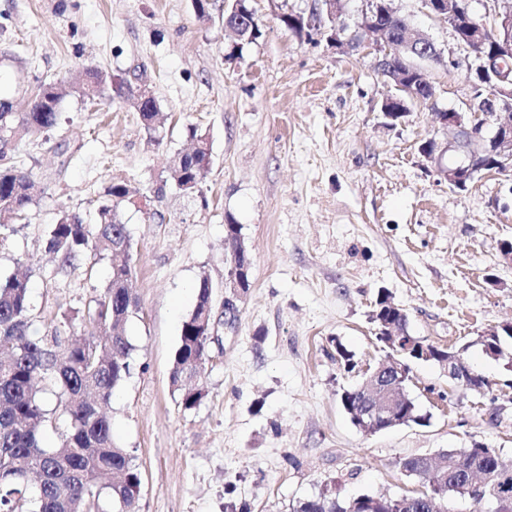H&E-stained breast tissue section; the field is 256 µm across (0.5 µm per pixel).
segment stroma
Segmentation results:
<instances>
[{
  "label": "stroma",
  "mask_w": 512,
  "mask_h": 512,
  "mask_svg": "<svg viewBox=\"0 0 512 512\" xmlns=\"http://www.w3.org/2000/svg\"><path fill=\"white\" fill-rule=\"evenodd\" d=\"M410 28L443 53L426 64L432 99L387 119L394 88L371 56L336 49L320 31H289L282 15L313 0H252L262 35L232 54L221 23H201L191 0H0V97L24 111L38 83L66 87L57 151L36 139L13 156L40 186L28 217L0 229V278L27 275L43 335L84 309L111 276L108 260L64 264L47 249L65 214L95 223L105 189H136L121 209L130 234L137 308L126 324L130 376L112 397L117 446L141 471L140 512H293L330 490L340 499L412 490L400 464L479 443L512 461V372L475 340L512 322V174L449 188L421 152L453 133L437 113L469 111L476 62L421 0H395ZM96 68L146 81L165 123L146 131L121 99L92 104L68 85ZM206 130L212 164L205 204H190L168 164ZM236 224L250 250V286L220 323L185 411L170 384L181 327L200 279L224 302V239ZM408 331L441 347L468 345L483 393L449 385L433 361L411 363L407 388L425 426L363 435L340 395L384 359L371 319L379 295ZM353 356L346 369L336 348Z\"/></svg>",
  "instance_id": "1"
}]
</instances>
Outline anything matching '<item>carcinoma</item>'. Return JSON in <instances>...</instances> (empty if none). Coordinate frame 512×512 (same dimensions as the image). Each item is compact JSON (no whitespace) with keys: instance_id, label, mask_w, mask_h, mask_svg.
<instances>
[{"instance_id":"carcinoma-1","label":"carcinoma","mask_w":512,"mask_h":512,"mask_svg":"<svg viewBox=\"0 0 512 512\" xmlns=\"http://www.w3.org/2000/svg\"><path fill=\"white\" fill-rule=\"evenodd\" d=\"M192 0L196 18L210 23L214 13H230L233 0ZM112 75L87 68L72 83L74 92L92 101L118 97L139 112L142 125L157 131L155 101H139L113 88ZM61 96L51 84H42L26 112H0V142L13 144L23 137L49 142L48 132L60 120ZM194 147L176 153L169 175L187 197H201L210 166L204 148L205 133L191 129ZM37 194L31 174L18 168L11 153L0 154V228L28 214ZM132 194L125 183L107 189L112 204L98 210L97 221L86 224L77 215L64 214L51 226L47 248L69 264L83 255L107 258L112 276L84 311L61 316L51 333L38 335L27 279L17 275L0 280V512H138L141 474L131 455L114 445L108 415L112 395L130 374L135 346L123 327L137 305L131 254L122 249L130 241L122 223L120 205ZM212 303V285L202 279L194 307L184 320L173 360L171 383L184 410L199 406L207 396L192 383L208 359L204 310ZM56 387V407L67 421L60 443L43 442L52 425L44 389L37 380ZM496 449L475 446L467 458L472 468H492L499 481L475 490V507L499 493L512 495V462L497 461ZM456 470L435 475L431 493L448 494L456 485ZM293 512H387L372 497L341 500L318 495L300 502Z\"/></svg>"}]
</instances>
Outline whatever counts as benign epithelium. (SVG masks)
Segmentation results:
<instances>
[{"mask_svg": "<svg viewBox=\"0 0 512 512\" xmlns=\"http://www.w3.org/2000/svg\"><path fill=\"white\" fill-rule=\"evenodd\" d=\"M341 0H314L307 17V25L321 27L323 16L336 17ZM428 12L448 20L459 43L472 53L477 61V82L474 99L478 100L473 117L461 112L438 113L440 122L456 131L448 145L454 158L442 162L436 154V144L429 142L422 153L435 163L438 174L448 186L463 190L480 173L509 174L512 172V0H492L496 3L487 19L476 18L469 10L467 0H421ZM396 14L393 0H374V8L363 12L357 30L341 38L344 29L332 30L327 40L345 52L368 48L374 53V66L392 80L396 94L382 104V111L393 121L406 115L409 102L424 103L427 98L420 89L433 87L421 66L424 61L438 63L442 52L434 40L423 33H405L398 40L388 35L385 18ZM491 116L497 121L494 134L483 135V120L478 114ZM229 270L224 287L230 294L224 296V313L237 311L236 300L245 292L250 271L249 252L241 235L226 238ZM379 321L378 335L386 336L384 346L391 358L378 362L366 376L362 391L363 402L352 411L354 425L364 434L373 435L394 427L402 420L395 391L408 379L406 365L396 357L409 354L420 346L423 360H437L448 368V379L466 384L475 375L469 362L462 356L463 349H448L438 355L420 339L412 338L399 329L396 321Z\"/></svg>", "mask_w": 512, "mask_h": 512, "instance_id": "obj_1", "label": "benign epithelium"}]
</instances>
